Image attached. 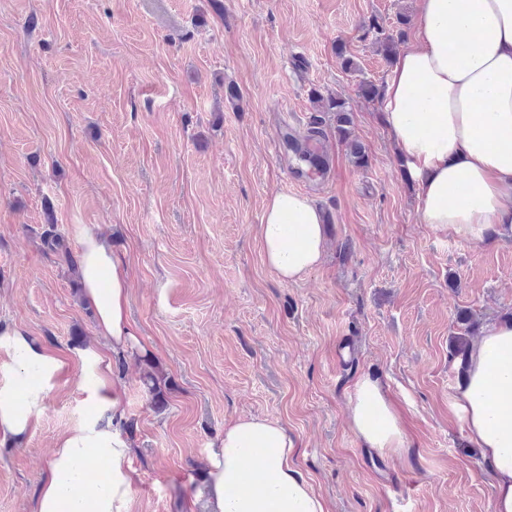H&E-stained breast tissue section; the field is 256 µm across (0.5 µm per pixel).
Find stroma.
Masks as SVG:
<instances>
[{
  "mask_svg": "<svg viewBox=\"0 0 512 512\" xmlns=\"http://www.w3.org/2000/svg\"><path fill=\"white\" fill-rule=\"evenodd\" d=\"M417 11L418 0H0V327L60 354L94 343L70 225L124 256L145 349L112 359L139 471L130 512H208L207 450L249 416L287 429L329 512H491L479 451L448 412L461 380L450 342L459 312L512 315V231L474 242L419 223L381 103L357 93L390 70L378 31ZM340 42L357 71L341 67ZM314 89L348 103L367 167ZM316 119L320 174L293 151ZM277 191L314 201L327 226L322 263L297 282L260 253ZM50 227L65 251L44 244ZM363 376L402 419L398 454L350 428ZM88 411L72 380L26 440H0V512H35L54 440Z\"/></svg>",
  "mask_w": 512,
  "mask_h": 512,
  "instance_id": "obj_1",
  "label": "stroma"
}]
</instances>
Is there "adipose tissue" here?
<instances>
[{
	"label": "adipose tissue",
	"instance_id": "obj_1",
	"mask_svg": "<svg viewBox=\"0 0 512 512\" xmlns=\"http://www.w3.org/2000/svg\"><path fill=\"white\" fill-rule=\"evenodd\" d=\"M381 101L384 125L416 182L419 223L467 241L512 227V0H419L414 31L393 60ZM325 231L309 198L270 194L259 226L265 264L279 280L302 279L322 262ZM71 234L98 343L61 357L25 330L0 328V435L24 440L50 392L79 368L78 389L93 411L57 437L36 512H130L138 470L123 426L125 391L110 362L141 349L128 317L126 266L91 226L73 225ZM448 410L480 450L491 512H512V318L484 325ZM350 418L356 436L380 455L407 443L377 379L357 380ZM256 448L261 458H253ZM295 456L296 443L279 423L251 416L225 425L206 456L210 512H327Z\"/></svg>",
	"mask_w": 512,
	"mask_h": 512
}]
</instances>
